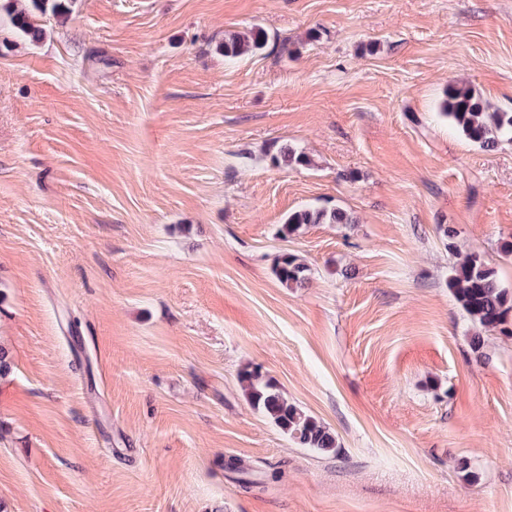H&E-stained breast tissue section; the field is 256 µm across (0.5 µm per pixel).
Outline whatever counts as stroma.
Masks as SVG:
<instances>
[{"mask_svg":"<svg viewBox=\"0 0 512 512\" xmlns=\"http://www.w3.org/2000/svg\"><path fill=\"white\" fill-rule=\"evenodd\" d=\"M39 23H0V512H512V336L475 358L448 289L471 252L512 289V143L441 113L453 82L512 112V0ZM255 27L292 55L225 59ZM284 143L307 164L273 165ZM316 207L354 221L279 236ZM285 251L308 286L275 278ZM248 366L336 452L252 409ZM272 271L285 288H303L311 280V269L297 255L283 253L274 263Z\"/></svg>","mask_w":512,"mask_h":512,"instance_id":"1","label":"stroma"}]
</instances>
